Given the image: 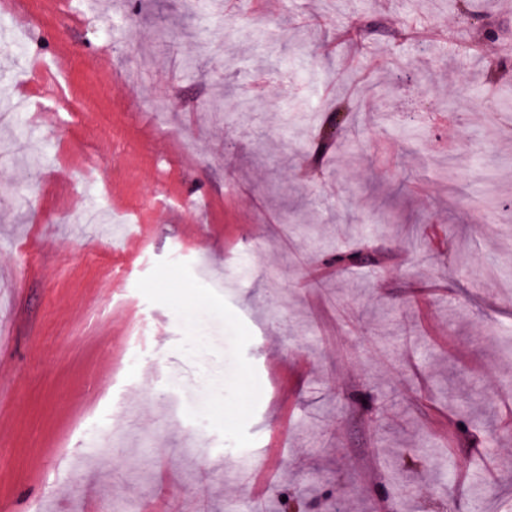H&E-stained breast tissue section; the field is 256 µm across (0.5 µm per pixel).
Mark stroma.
<instances>
[{
	"instance_id": "35a3bbf8",
	"label": "stroma",
	"mask_w": 512,
	"mask_h": 512,
	"mask_svg": "<svg viewBox=\"0 0 512 512\" xmlns=\"http://www.w3.org/2000/svg\"><path fill=\"white\" fill-rule=\"evenodd\" d=\"M145 3L116 45L110 0H0L30 33L0 55V94L30 103L0 115V512H496L512 0L479 21L434 0ZM363 246L378 263L313 277ZM120 396L152 424H123ZM261 448L256 497L240 463Z\"/></svg>"
}]
</instances>
